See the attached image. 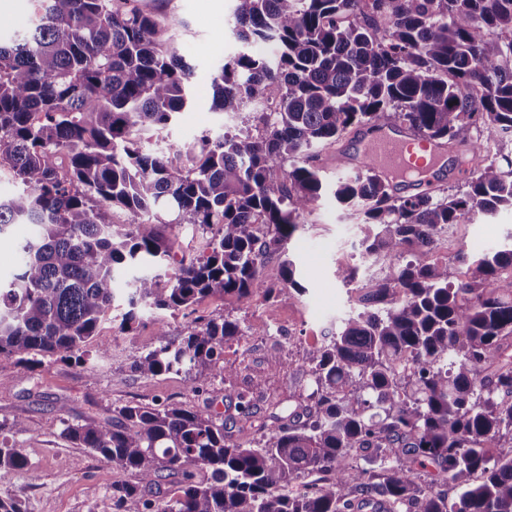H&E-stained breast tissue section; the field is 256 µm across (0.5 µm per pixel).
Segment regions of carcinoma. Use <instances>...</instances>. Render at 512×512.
<instances>
[{
  "mask_svg": "<svg viewBox=\"0 0 512 512\" xmlns=\"http://www.w3.org/2000/svg\"><path fill=\"white\" fill-rule=\"evenodd\" d=\"M234 2L236 38L275 52L223 63L211 109L240 112L272 82L281 94L261 132L205 133L174 149L178 162L141 135L190 104L192 71L136 0H38V22L0 41V168L17 183L0 199V237L35 227L0 280V357L91 368L85 347L128 271L122 330L210 295L302 291L290 244L330 194L360 208L362 246L391 272L358 289L360 311L310 353L303 413L243 444L207 407L124 405L67 437L135 473L112 485L121 512H512V290L494 287L512 247L462 255L460 275L409 258L452 224L512 208V160L439 198L396 196L367 165L328 183L312 163L354 125H406L479 153L512 138V0ZM477 127L486 140H472ZM115 208L140 220L118 224ZM163 224L211 234L206 253L177 258ZM274 257L278 285L261 276ZM251 332L224 314L180 338L160 323L134 368L183 370L195 391L219 378L247 417L224 345ZM25 465L0 442V482ZM170 474L182 494L151 499Z\"/></svg>",
  "mask_w": 512,
  "mask_h": 512,
  "instance_id": "cac0c4a2",
  "label": "carcinoma"
}]
</instances>
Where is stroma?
<instances>
[{"instance_id": "stroma-1", "label": "stroma", "mask_w": 512, "mask_h": 512, "mask_svg": "<svg viewBox=\"0 0 512 512\" xmlns=\"http://www.w3.org/2000/svg\"><path fill=\"white\" fill-rule=\"evenodd\" d=\"M149 9L168 26L174 43L192 68L191 107L166 129L147 142L154 150L176 146L187 148L197 143L202 132L218 135L228 129L246 127L261 130L259 117L278 99L280 89L269 85L243 111L212 112V77L217 68L236 55L241 46L232 29L233 0H146ZM370 136L367 127L349 128L335 142L314 151L313 162L326 181L341 177L336 167L337 153L358 158L359 148ZM467 153L448 152L443 165L431 169L427 178L435 193H453L469 177ZM304 229L290 245V257L301 272L304 292H281L270 299L253 294L241 303L231 297L209 296L193 307L194 316L208 318L224 312L238 318L245 327L255 328L246 346L228 343L224 362L236 370V388L251 399L250 417H242L236 397L225 392L214 380L193 391L185 373L171 371L158 376L135 372V360L154 345L157 323H164L172 336H180L188 323L183 314H162L160 319L142 317L132 330L123 332L119 324L123 307L112 311L89 351L107 346L109 352L86 370L59 357H45L41 367L28 370L14 360L0 357V372L7 381L0 386V439L18 448L26 466L9 481L0 484V497H19L25 512H118L112 498L115 482H134L131 473L89 449L71 442L64 433L68 423L101 420L115 407L128 403L154 405L168 403L186 409L211 407L224 418V432L233 441L247 443L287 417L299 406V395L308 381L302 365L315 347L335 333L341 321L356 308L359 287L380 280L390 273L384 259L366 255L361 246L360 217L337 208L326 196L315 210L300 218ZM512 243V210L503 208L493 216H478L468 223L454 224L441 233L437 244L424 254L427 262L459 265L461 252L474 246L494 251ZM356 271V280L343 282L342 267ZM279 323L280 336L258 334L261 326ZM279 354L299 364L297 373L270 367L267 359ZM21 428H14V420Z\"/></svg>"}]
</instances>
